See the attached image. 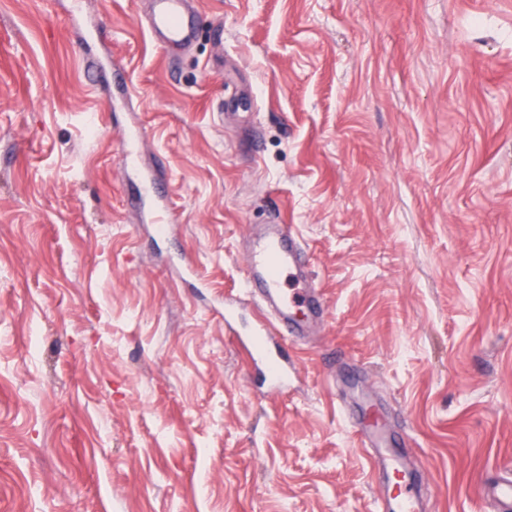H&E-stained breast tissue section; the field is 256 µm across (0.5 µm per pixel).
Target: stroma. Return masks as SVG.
<instances>
[{"label":"stroma","mask_w":512,"mask_h":512,"mask_svg":"<svg viewBox=\"0 0 512 512\" xmlns=\"http://www.w3.org/2000/svg\"><path fill=\"white\" fill-rule=\"evenodd\" d=\"M148 2L0 0V512H375L345 405L409 437L429 512H493L512 0H194L169 58ZM94 61L125 69L129 106ZM135 121L166 237L125 206ZM273 215L328 307L285 397L224 328ZM143 138L141 127L130 128L122 144V154L127 170L135 169L138 165L139 145ZM143 191L153 202L146 211H142L143 223L153 224L158 233L168 234L175 223L174 208L164 192L163 179L158 169L148 172L143 178Z\"/></svg>","instance_id":"1"}]
</instances>
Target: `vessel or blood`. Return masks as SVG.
<instances>
[{"label":"vessel or blood","mask_w":512,"mask_h":512,"mask_svg":"<svg viewBox=\"0 0 512 512\" xmlns=\"http://www.w3.org/2000/svg\"><path fill=\"white\" fill-rule=\"evenodd\" d=\"M149 31L168 54L192 43L196 29L186 0H151ZM142 138L141 128L127 131L122 144L126 169L137 167ZM143 191L152 199L141 215L143 223L152 225L157 232L170 233L174 209L164 192L160 172L144 176ZM305 253L296 225L278 221L268 225L253 241L244 295L224 301V324L229 329L239 316L242 300L254 303L256 314L248 328L247 343L263 385L278 395L288 394L293 384L294 364L288 345L305 334L296 311H306L313 319L327 315L319 288L305 276ZM363 445L375 457L387 482L379 512H424L418 478L404 465L406 440L381 425L365 435ZM484 492L496 505V512H512V478L488 484Z\"/></svg>","instance_id":"1"}]
</instances>
